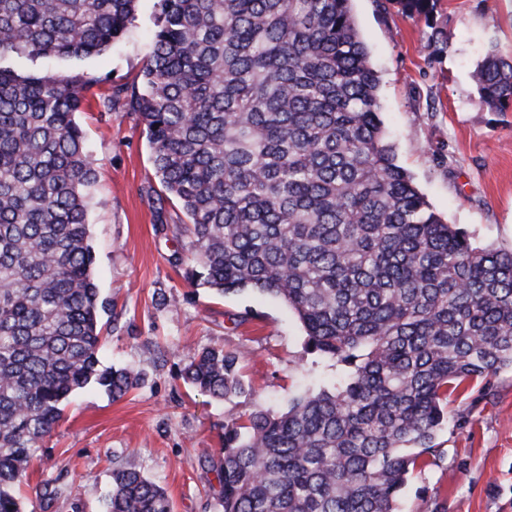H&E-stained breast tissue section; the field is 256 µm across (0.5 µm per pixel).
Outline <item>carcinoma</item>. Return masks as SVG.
<instances>
[{
	"label": "carcinoma",
	"mask_w": 512,
	"mask_h": 512,
	"mask_svg": "<svg viewBox=\"0 0 512 512\" xmlns=\"http://www.w3.org/2000/svg\"><path fill=\"white\" fill-rule=\"evenodd\" d=\"M137 113L156 176L181 204L190 278L219 295L282 299L310 349L350 368L283 413L224 425L222 512H396L434 452L448 390L512 369V250L480 248L431 208L385 142L378 77L350 0H161ZM448 49L439 0H389ZM137 0H0V512L80 390L124 397L139 378L100 365L76 114L95 81L5 62L108 49ZM479 102L512 112V58L486 49ZM243 354L184 351L183 381L243 392ZM104 512H172L165 490L113 471Z\"/></svg>",
	"instance_id": "1"
}]
</instances>
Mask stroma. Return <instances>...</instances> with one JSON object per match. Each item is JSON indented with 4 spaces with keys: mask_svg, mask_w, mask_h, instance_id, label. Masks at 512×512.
Here are the masks:
<instances>
[{
    "mask_svg": "<svg viewBox=\"0 0 512 512\" xmlns=\"http://www.w3.org/2000/svg\"><path fill=\"white\" fill-rule=\"evenodd\" d=\"M352 11L398 164L471 241L512 249V112L482 107L472 79L488 45L512 56V0H442L448 50L438 57L423 49L428 28L385 0H352ZM159 16L158 0H139L111 48L44 65L96 78L98 94L141 84ZM78 120L97 174L88 224L108 303L101 361L132 369L140 383L116 400L94 387L72 399L15 494L24 512H103L113 470L130 469L162 486L173 512H219L208 490L225 424L258 409L286 411L331 386L336 363L308 350L300 321L280 299L251 289L221 297L191 284L173 236L186 214L164 197L143 126L124 99ZM183 345L243 353L245 394L216 400L190 389L181 377ZM447 411L435 451L410 472L397 512H512V370L450 395ZM47 484L58 490L48 502Z\"/></svg>",
    "mask_w": 512,
    "mask_h": 512,
    "instance_id": "stroma-1",
    "label": "stroma"
}]
</instances>
